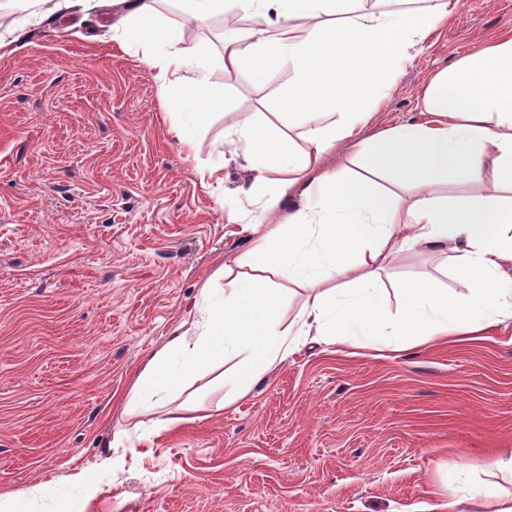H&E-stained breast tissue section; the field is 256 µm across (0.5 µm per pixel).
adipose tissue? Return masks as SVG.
I'll return each mask as SVG.
<instances>
[{
    "mask_svg": "<svg viewBox=\"0 0 512 512\" xmlns=\"http://www.w3.org/2000/svg\"><path fill=\"white\" fill-rule=\"evenodd\" d=\"M20 21L0 29V57L13 54L28 31L47 21L88 10L113 9L112 32L136 45L157 68L163 99L180 108L172 130L190 146L221 99L207 95L206 70L189 77L196 48L186 29L223 12L225 0H182L184 22L169 23L159 0H22ZM252 23L224 32L218 64L225 74L248 71L266 83L289 77L277 105L304 127L302 144L250 113L224 131L244 151L233 163L253 174L249 195L278 213L269 231L234 266L221 267L199 292V315L156 351L140 384L126 397L127 414L159 413L161 433L177 424L169 409L185 391L237 357L235 392L249 390L276 362L299 350L307 336L346 338L369 346L405 349L417 343L465 339L512 317V30L431 75L423 84L422 111L431 121L363 137L370 112L392 87V78L460 0H434L415 9H350L349 0H232ZM355 146L360 174L325 166L338 144ZM291 177L270 181L268 171ZM390 173L399 191L376 182ZM307 181L312 204L281 212V202ZM451 180L465 182L459 196L441 193ZM448 254L464 295L449 298L432 281L395 290L388 312L380 273L410 251ZM288 276L307 295L284 322L274 279ZM506 483L485 482L472 491L480 512H512V460H493Z\"/></svg>",
    "mask_w": 512,
    "mask_h": 512,
    "instance_id": "1",
    "label": "adipose tissue"
}]
</instances>
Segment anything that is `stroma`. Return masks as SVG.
<instances>
[{"mask_svg": "<svg viewBox=\"0 0 512 512\" xmlns=\"http://www.w3.org/2000/svg\"><path fill=\"white\" fill-rule=\"evenodd\" d=\"M512 28V0H460L396 78L364 136L427 121L434 71ZM223 99L190 164L156 71L98 14L50 23L0 57V496L54 479L53 498L13 512H436L512 457V320L476 338L377 349L308 340L224 409L204 393L189 419L148 440L123 399L149 358L193 319L199 291L267 232L261 202L224 204L251 174L201 182L194 164L233 145L234 115L272 113L268 84L210 61L216 21L192 34ZM454 295L445 254L408 252L381 273ZM117 429L125 447L105 453ZM111 467H104V456ZM90 471L83 499L65 477Z\"/></svg>", "mask_w": 512, "mask_h": 512, "instance_id": "1", "label": "stroma"}]
</instances>
